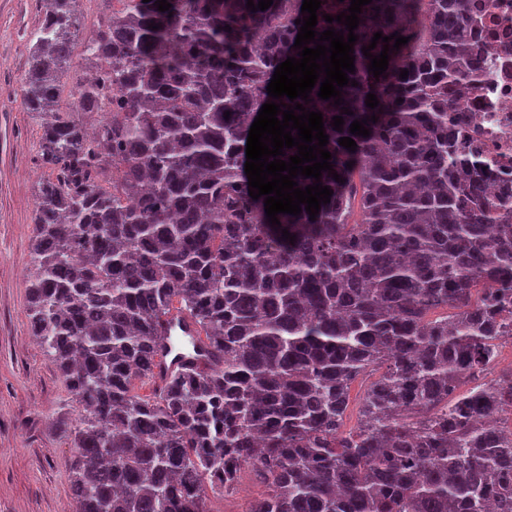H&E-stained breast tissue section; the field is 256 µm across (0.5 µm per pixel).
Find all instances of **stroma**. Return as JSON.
I'll use <instances>...</instances> for the list:
<instances>
[{"mask_svg": "<svg viewBox=\"0 0 512 512\" xmlns=\"http://www.w3.org/2000/svg\"><path fill=\"white\" fill-rule=\"evenodd\" d=\"M39 0H0V512H75L71 431L80 408L55 363L32 336L27 286L34 271L39 119L20 96L28 33ZM266 488L251 470L224 492L204 486L209 512H245Z\"/></svg>", "mask_w": 512, "mask_h": 512, "instance_id": "35a3bbf8", "label": "stroma"}]
</instances>
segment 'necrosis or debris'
Returning <instances> with one entry per match:
<instances>
[{"mask_svg": "<svg viewBox=\"0 0 512 512\" xmlns=\"http://www.w3.org/2000/svg\"><path fill=\"white\" fill-rule=\"evenodd\" d=\"M482 14L475 49L483 70L463 103V152L478 160L487 195L508 200L500 223L512 224V0H470Z\"/></svg>", "mask_w": 512, "mask_h": 512, "instance_id": "4bbe7bcc", "label": "necrosis or debris"}]
</instances>
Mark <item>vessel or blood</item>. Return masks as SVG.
I'll list each match as a JSON object with an SVG mask.
<instances>
[{"instance_id":"1","label":"vessel or blood","mask_w":512,"mask_h":512,"mask_svg":"<svg viewBox=\"0 0 512 512\" xmlns=\"http://www.w3.org/2000/svg\"><path fill=\"white\" fill-rule=\"evenodd\" d=\"M163 332L178 338L179 343L158 350L152 378L154 384L163 385L181 365H206L207 347L201 329L191 315L181 310H172L166 318Z\"/></svg>"}]
</instances>
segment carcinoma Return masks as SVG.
Returning <instances> with one entry per match:
<instances>
[{
	"label": "carcinoma",
	"mask_w": 512,
	"mask_h": 512,
	"mask_svg": "<svg viewBox=\"0 0 512 512\" xmlns=\"http://www.w3.org/2000/svg\"><path fill=\"white\" fill-rule=\"evenodd\" d=\"M116 2L84 41L95 69L74 87L81 111L101 113L94 131L56 106L79 0H48L21 80L53 174L39 183L27 304L81 407L76 512H210L203 483L232 487L246 467L267 486L248 512H512V433L493 414L512 388L455 394L495 358L512 302V224L489 234L499 205L466 177L451 116L480 76L468 0L362 7L358 86L336 106L317 84L305 105L322 113L344 182L322 172L333 194L316 220L280 213L279 227L249 196L246 143L263 104L303 103L267 93L298 57L303 0L256 12L247 0ZM350 4L321 0L315 31L349 34L323 15ZM378 31L409 41L376 79L362 47ZM372 115L370 136L350 133ZM490 283L500 295L477 298ZM176 304L214 360L143 398L134 383L152 377ZM381 363L360 425L344 430L351 381Z\"/></svg>",
	"instance_id": "cac0c4a2"
}]
</instances>
